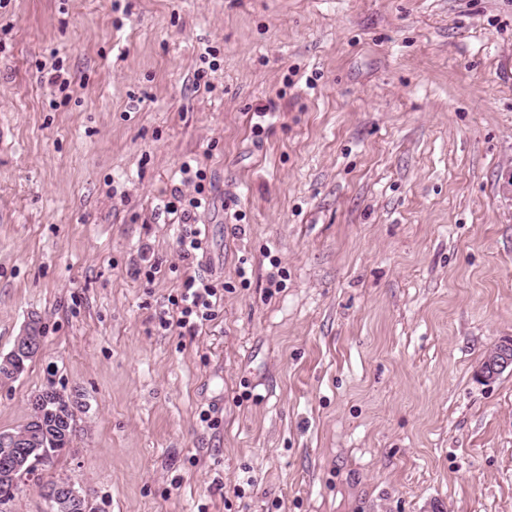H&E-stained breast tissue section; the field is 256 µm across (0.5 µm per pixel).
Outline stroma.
Wrapping results in <instances>:
<instances>
[{"label": "stroma", "instance_id": "1", "mask_svg": "<svg viewBox=\"0 0 512 512\" xmlns=\"http://www.w3.org/2000/svg\"><path fill=\"white\" fill-rule=\"evenodd\" d=\"M34 316L0 431L76 397L97 512H512V0H0V356ZM182 174L186 175L181 181V185L184 187H193V191L198 196H203L204 193V185L202 182L205 181L206 175L202 169H197L194 172V175H191L192 167L189 163H185L182 168ZM198 196H192L188 199V208L183 209L181 218L183 219V224H191V220L195 223V212L202 206V199ZM218 289L212 281L203 277H190L183 283L180 303L172 305L177 307L178 314L175 324L178 328L195 327L190 318L195 315L201 320H209L215 314L214 307L218 300ZM214 298V301H213ZM41 329V324L36 319H29L24 325L23 330L16 339L15 346L12 351L5 356V358L34 356L38 355L41 351L37 340L34 339V332ZM512 372V339H504L483 358L478 375L483 380H492L506 370Z\"/></svg>", "mask_w": 512, "mask_h": 512}]
</instances>
